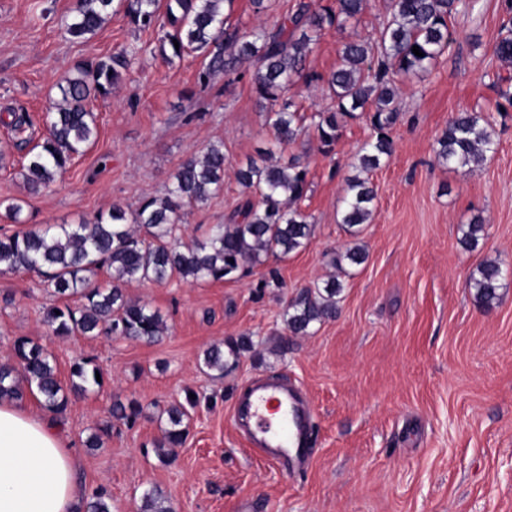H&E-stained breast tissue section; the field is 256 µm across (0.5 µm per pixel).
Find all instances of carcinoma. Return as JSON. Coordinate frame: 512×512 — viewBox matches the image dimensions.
Masks as SVG:
<instances>
[{
	"label": "carcinoma",
	"mask_w": 512,
	"mask_h": 512,
	"mask_svg": "<svg viewBox=\"0 0 512 512\" xmlns=\"http://www.w3.org/2000/svg\"><path fill=\"white\" fill-rule=\"evenodd\" d=\"M509 15L506 34L497 42L498 60L512 64V0H503ZM233 0H78L66 20L73 38L94 35L110 11L124 8L130 22L143 29H157L169 48L167 59L181 60L197 54L203 58L197 83L207 86L217 72L242 78L241 66H254L251 82L260 101L268 104L266 123L274 146L284 148L302 140L313 127L322 152L333 150L348 120L364 117L374 131L358 153L361 171L370 173L392 155V130L399 119L397 82L401 78L431 73L448 49V21L473 8L472 0H392L390 16L382 23L376 40L358 39L343 45L338 68L326 83L330 102L311 117L299 111L288 91L298 81L311 82L307 59L322 31L343 28L363 11L366 0H336V7L317 0H296L292 7L267 28L248 33L229 24L225 5ZM417 46L424 53H412ZM126 53L92 58L77 64L58 85L60 101L47 113L49 136L28 152L22 164L27 189L37 193L53 185L72 161L85 154L98 138L91 99L105 97L128 69ZM503 102L512 107V77L492 74ZM487 118L465 112L448 122L437 139L439 161L448 167H477L495 150ZM267 149L236 169L237 182L252 197L238 207L227 224H213L201 239L184 243L177 236L187 211L205 203L224 189L226 158L221 144L202 155H190L174 172L164 197L143 201L134 211L114 205L91 222L46 225L22 233L0 234V274L37 272L60 298H75L78 304L46 309L45 323L55 336H123L155 341L166 325L159 312L145 303L125 297L123 286L133 282L165 283L174 277L186 282L224 280L266 259H285L307 247L313 224L299 207L308 188L305 168L296 160L271 163ZM376 192L367 177L346 179L340 199L341 223L350 228L368 223L373 216ZM367 254L358 245L336 254L332 263L361 265ZM104 271L110 285L96 284ZM503 270L486 261L472 277L476 298L491 304L499 298ZM343 288L337 277L323 286L304 290L288 306L286 323L293 334H305L313 325L336 315V296ZM250 347L248 341L213 346L204 352L203 365L217 376L236 364ZM15 362L0 365V399L36 397L49 411L64 417L69 395L85 394L100 385L98 365L91 359L75 364L70 385L58 378L48 348L30 339L13 345ZM168 428L160 448L182 445L186 407L173 404L167 410ZM84 512H112V499L97 491ZM139 512H172L159 490L142 497Z\"/></svg>",
	"instance_id": "obj_1"
}]
</instances>
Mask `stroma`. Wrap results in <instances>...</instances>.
<instances>
[{
  "label": "stroma",
  "mask_w": 512,
  "mask_h": 512,
  "mask_svg": "<svg viewBox=\"0 0 512 512\" xmlns=\"http://www.w3.org/2000/svg\"><path fill=\"white\" fill-rule=\"evenodd\" d=\"M77 0H0V119L26 111L32 139L57 89L86 57L126 51L132 65L94 102L98 139L65 176L39 193L24 187L28 151L0 122V199L22 204L27 228L93 220L112 205L136 209L163 196L183 159L223 144L224 189L192 209L181 239L227 222L247 195L233 171L268 148L271 133L250 77L215 75L198 89L197 57L168 63L157 33L111 12L96 35L75 39L63 21ZM389 0H368L357 21L322 31L310 72L329 76L344 42L378 31ZM507 20L502 0H475L449 23L452 40L431 74L398 85L395 152L369 178L373 218L350 234L341 224L347 177L370 139L365 119L349 121L334 150L315 137L278 149L308 171L301 203L314 226L306 249L268 259L235 278L191 284L172 279L126 285L128 298L158 310L166 324L153 342L121 336H54L43 320L58 299L37 274L0 275V363L28 338L46 345L62 382L76 361L102 369L100 387L71 400L61 427L75 450L85 497L106 490L112 512H138L144 492L161 490L173 512H512V108L488 75L504 71L493 54ZM459 112L489 117L497 150L476 168L439 163L436 139ZM483 224L477 246L462 241ZM358 244L368 258L336 273L332 253ZM506 273L491 306L470 278L485 261ZM339 274L334 318L291 333L285 310L306 287ZM248 337L249 351L223 377L202 364L206 349ZM256 379L281 382L311 412L314 445L304 462L256 452L236 419L240 394ZM195 395L187 437L159 449L166 408ZM137 402L135 423L110 416ZM102 447L87 438L104 423Z\"/></svg>",
  "instance_id": "stroma-1"
}]
</instances>
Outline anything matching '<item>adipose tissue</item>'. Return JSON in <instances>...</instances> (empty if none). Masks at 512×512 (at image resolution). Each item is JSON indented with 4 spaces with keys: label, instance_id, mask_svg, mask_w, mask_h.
<instances>
[{
    "label": "adipose tissue",
    "instance_id": "1",
    "mask_svg": "<svg viewBox=\"0 0 512 512\" xmlns=\"http://www.w3.org/2000/svg\"><path fill=\"white\" fill-rule=\"evenodd\" d=\"M79 460L58 426L0 401V512H76Z\"/></svg>",
    "mask_w": 512,
    "mask_h": 512
}]
</instances>
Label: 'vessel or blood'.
<instances>
[{
    "mask_svg": "<svg viewBox=\"0 0 512 512\" xmlns=\"http://www.w3.org/2000/svg\"><path fill=\"white\" fill-rule=\"evenodd\" d=\"M247 422L252 444L267 455L283 460L290 449L308 448L313 432L297 410L291 394L281 385L261 382L238 407Z\"/></svg>",
    "mask_w": 512,
    "mask_h": 512,
    "instance_id": "obj_1",
    "label": "vessel or blood"
}]
</instances>
